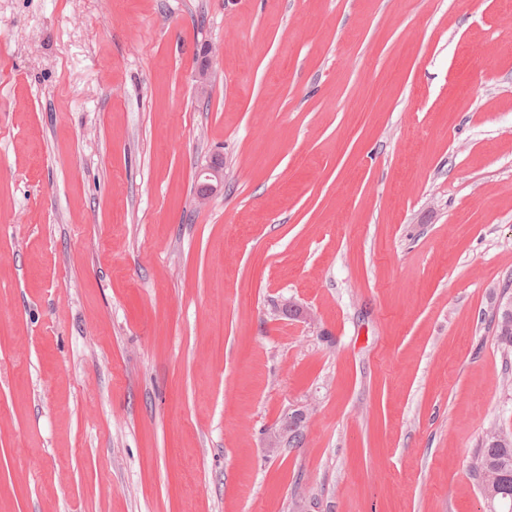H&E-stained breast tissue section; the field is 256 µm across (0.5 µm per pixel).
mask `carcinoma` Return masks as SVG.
Returning <instances> with one entry per match:
<instances>
[{
	"label": "carcinoma",
	"mask_w": 512,
	"mask_h": 512,
	"mask_svg": "<svg viewBox=\"0 0 512 512\" xmlns=\"http://www.w3.org/2000/svg\"><path fill=\"white\" fill-rule=\"evenodd\" d=\"M495 335L503 352L512 353V316L497 315ZM471 469L490 512H497L499 504L512 512V433L489 428L475 451Z\"/></svg>",
	"instance_id": "cac0c4a2"
}]
</instances>
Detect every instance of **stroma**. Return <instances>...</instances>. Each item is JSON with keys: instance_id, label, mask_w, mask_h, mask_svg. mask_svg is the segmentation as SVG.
Wrapping results in <instances>:
<instances>
[{"instance_id": "35a3bbf8", "label": "stroma", "mask_w": 512, "mask_h": 512, "mask_svg": "<svg viewBox=\"0 0 512 512\" xmlns=\"http://www.w3.org/2000/svg\"><path fill=\"white\" fill-rule=\"evenodd\" d=\"M511 280L512 0H0V512H488ZM223 181V173L221 168L216 165H209L198 173L200 202H206L209 197L217 190Z\"/></svg>"}]
</instances>
